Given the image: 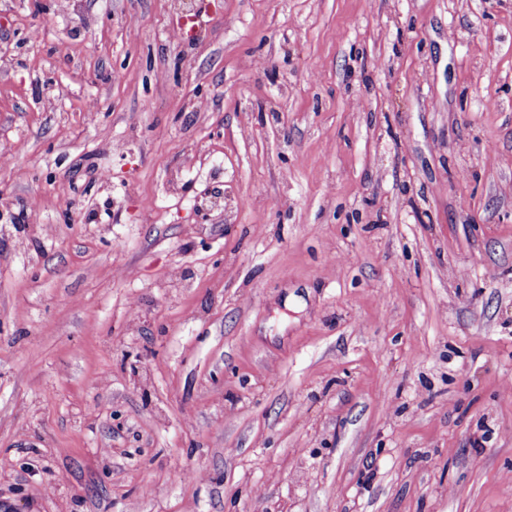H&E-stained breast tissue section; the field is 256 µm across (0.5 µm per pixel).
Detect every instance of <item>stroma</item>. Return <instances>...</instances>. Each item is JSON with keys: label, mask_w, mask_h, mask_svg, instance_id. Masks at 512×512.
<instances>
[{"label": "stroma", "mask_w": 512, "mask_h": 512, "mask_svg": "<svg viewBox=\"0 0 512 512\" xmlns=\"http://www.w3.org/2000/svg\"><path fill=\"white\" fill-rule=\"evenodd\" d=\"M0 512H512V0H0Z\"/></svg>", "instance_id": "obj_1"}]
</instances>
